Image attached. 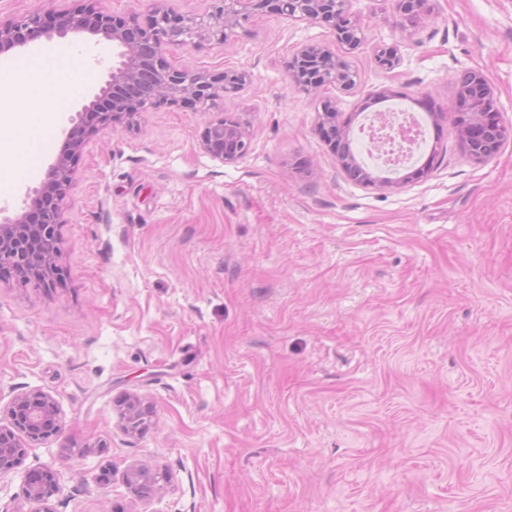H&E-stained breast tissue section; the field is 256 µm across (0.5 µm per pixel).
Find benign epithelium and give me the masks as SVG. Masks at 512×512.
I'll return each mask as SVG.
<instances>
[{"instance_id": "7a95c632", "label": "benign epithelium", "mask_w": 512, "mask_h": 512, "mask_svg": "<svg viewBox=\"0 0 512 512\" xmlns=\"http://www.w3.org/2000/svg\"><path fill=\"white\" fill-rule=\"evenodd\" d=\"M93 2L77 5L73 11L58 15L34 13L18 22L0 21V55L41 38L64 37L69 33L101 35L118 49L117 61L93 99L76 113V125L63 150L48 170L41 187L28 196L24 211L0 222V273L15 275L22 281L35 280L49 288L55 269L59 203L71 181V156L82 144L84 135L100 126L114 123L131 124L134 116L150 107L168 104L191 110H205L224 94L227 78H237L241 88L249 75L245 72L223 71L210 73L176 67L166 59L173 47L200 46L215 40L224 43V31L248 20L251 10L267 7L288 18L316 22L329 21L343 14L349 0H224V5L202 17H183L162 7L152 9L146 23L118 22L98 10ZM337 39L344 45L361 44L365 31L361 26L341 27ZM293 86L311 92L327 84L350 87L355 74L347 64L329 51L305 45L288 62ZM463 101L462 126L459 133L471 157L482 162L490 159L495 150L475 142L469 129L485 123V118L497 115L494 92L485 77L468 72L461 80ZM321 131L335 142V113H322ZM202 148L222 162H234L247 150L246 134L238 126L219 119L210 122L201 135ZM351 171H360L368 184L388 187L392 181L378 179L349 156L342 161ZM11 427H0V474L14 469L23 448L17 434L28 440H45L61 430L62 413L53 396L42 390H32L15 396L8 407ZM140 467H132L123 475L125 485L139 498H150L159 489L156 484L142 489L135 484ZM58 491L52 471L32 470L24 480L27 499L38 506L35 512H50L47 504Z\"/></svg>"}]
</instances>
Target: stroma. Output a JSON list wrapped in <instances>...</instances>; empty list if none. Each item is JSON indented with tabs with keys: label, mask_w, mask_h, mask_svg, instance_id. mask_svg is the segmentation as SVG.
<instances>
[{
	"label": "stroma",
	"mask_w": 512,
	"mask_h": 512,
	"mask_svg": "<svg viewBox=\"0 0 512 512\" xmlns=\"http://www.w3.org/2000/svg\"><path fill=\"white\" fill-rule=\"evenodd\" d=\"M425 12L350 0L366 33L351 49L330 24L260 10L224 43L167 54L247 72L243 88L85 136L60 204L61 280L0 279V426L35 389L64 418L0 475V512H31L24 477L38 467L57 475L51 512H512V134L479 162L457 127V81L476 70L512 131V0ZM307 44L345 59L355 85L294 88L287 63ZM389 47L384 70L374 52ZM56 50L73 94L49 149L17 165L2 218L44 181L116 57L70 34L0 68ZM372 100L426 107L431 137L402 166L356 137ZM326 101L393 186L348 177L318 129ZM221 118L249 140L232 163L201 146ZM133 400L137 432L121 420ZM134 465L166 474L163 490L134 497Z\"/></svg>",
	"instance_id": "obj_1"
}]
</instances>
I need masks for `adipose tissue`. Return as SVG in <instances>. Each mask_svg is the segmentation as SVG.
I'll use <instances>...</instances> for the list:
<instances>
[{
	"instance_id": "1",
	"label": "adipose tissue",
	"mask_w": 512,
	"mask_h": 512,
	"mask_svg": "<svg viewBox=\"0 0 512 512\" xmlns=\"http://www.w3.org/2000/svg\"><path fill=\"white\" fill-rule=\"evenodd\" d=\"M69 68L68 59L53 53L39 56L0 80V186L15 177L16 159H31L41 152L44 137L58 112L64 111L71 88L59 77Z\"/></svg>"
}]
</instances>
